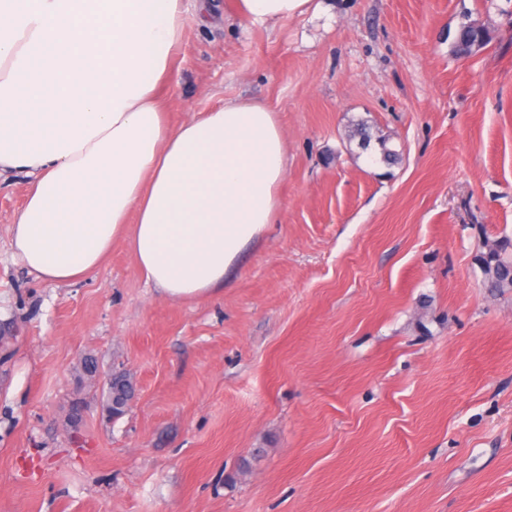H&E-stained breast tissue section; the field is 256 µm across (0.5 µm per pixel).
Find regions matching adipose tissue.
<instances>
[{"label":"adipose tissue","mask_w":512,"mask_h":512,"mask_svg":"<svg viewBox=\"0 0 512 512\" xmlns=\"http://www.w3.org/2000/svg\"><path fill=\"white\" fill-rule=\"evenodd\" d=\"M311 0H238L276 24ZM192 0H0V175L28 190L12 248L37 277L88 276L117 243L172 301L216 293L282 209L288 139L236 98L171 124L162 93Z\"/></svg>","instance_id":"ef3b65f1"}]
</instances>
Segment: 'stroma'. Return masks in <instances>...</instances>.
Instances as JSON below:
<instances>
[{"mask_svg":"<svg viewBox=\"0 0 512 512\" xmlns=\"http://www.w3.org/2000/svg\"><path fill=\"white\" fill-rule=\"evenodd\" d=\"M235 3L165 90L171 124L240 98L287 133L280 215L218 293L161 297L121 243L38 279L0 178V512H512V289L478 262L512 239V0ZM311 0H238L240 19L258 24H276L305 13ZM488 39L487 31L482 26L464 23L457 30L453 51L458 57L472 55L483 49Z\"/></svg>","mask_w":512,"mask_h":512,"instance_id":"35a3bbf8","label":"stroma"}]
</instances>
